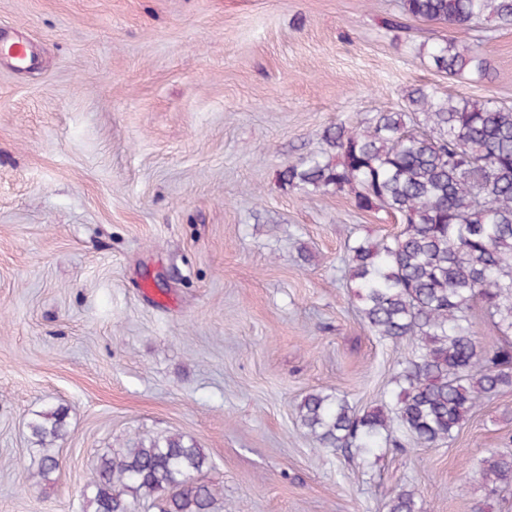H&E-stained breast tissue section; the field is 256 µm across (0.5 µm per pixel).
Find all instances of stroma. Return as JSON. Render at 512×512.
I'll list each match as a JSON object with an SVG mask.
<instances>
[{
  "label": "stroma",
  "mask_w": 512,
  "mask_h": 512,
  "mask_svg": "<svg viewBox=\"0 0 512 512\" xmlns=\"http://www.w3.org/2000/svg\"><path fill=\"white\" fill-rule=\"evenodd\" d=\"M449 34L399 0H0L30 54L0 55V512H83L99 454L164 433L204 449L224 512H386L403 486L512 512L469 469L512 450V391L450 444L368 457L296 418L313 391L390 400L411 347L361 324L344 262L399 224L278 174L424 85L512 105V27L469 31L477 77L429 64ZM59 406L39 481L27 424Z\"/></svg>",
  "instance_id": "35a3bbf8"
}]
</instances>
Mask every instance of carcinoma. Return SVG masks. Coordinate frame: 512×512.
Segmentation results:
<instances>
[{
  "instance_id": "obj_1",
  "label": "carcinoma",
  "mask_w": 512,
  "mask_h": 512,
  "mask_svg": "<svg viewBox=\"0 0 512 512\" xmlns=\"http://www.w3.org/2000/svg\"><path fill=\"white\" fill-rule=\"evenodd\" d=\"M402 14L445 23L455 35L427 51L453 77L483 74L486 61L462 37L481 20L512 26V0H401ZM326 148L279 174L290 188L347 195L360 211H383L403 224L392 236L347 247L361 323L375 336L413 344L398 364L390 401L359 411L339 395L312 392L297 419L318 447L342 456L449 444L485 401L512 390V106L491 97H441L428 87L397 111L365 124H342L323 136ZM492 320L499 338L484 346L473 309ZM66 412L51 409L28 423L32 476L59 469L53 443ZM210 468L203 449L180 434H159L102 453L90 477L87 512H131L119 484L160 512H224V498L199 478ZM473 476L488 498L512 488V454L476 458ZM387 512H423L418 493L401 487Z\"/></svg>"
}]
</instances>
